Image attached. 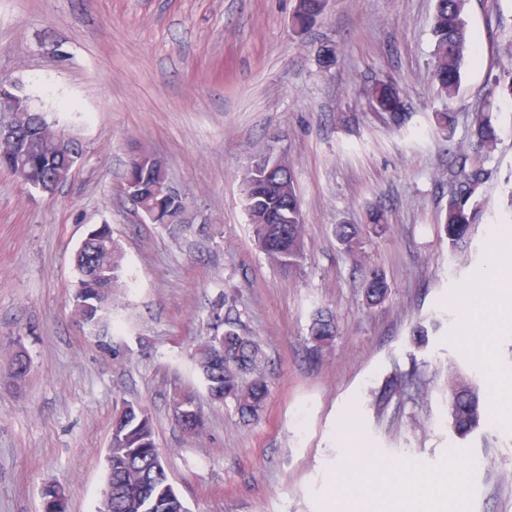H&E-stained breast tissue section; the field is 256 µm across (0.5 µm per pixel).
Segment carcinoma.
Masks as SVG:
<instances>
[{"label":"carcinoma","mask_w":512,"mask_h":512,"mask_svg":"<svg viewBox=\"0 0 512 512\" xmlns=\"http://www.w3.org/2000/svg\"><path fill=\"white\" fill-rule=\"evenodd\" d=\"M468 0H436L432 17L433 76L440 94L452 98L460 85L466 57L477 47L464 19ZM327 0H297L292 24L296 32L311 28L324 13ZM374 107L399 117L405 101L399 89L378 83L369 91ZM4 115L23 131L17 144L0 150V170L23 177L28 185L46 180L58 188L69 179L72 155L84 153L81 142L53 128L44 113L27 112L24 95L7 93ZM471 138L475 151L459 152L455 165L448 168L451 186L448 205L441 219L442 229L453 249L467 246L471 229L480 219L479 197L490 177L487 163L492 158L497 132L489 109L473 115ZM125 180L138 187L141 211L154 224L165 222L186 208L180 196L164 192L169 184L163 162L150 154L133 159ZM246 211L254 239L276 264L289 268L302 257L304 218L295 187L293 171L288 176L273 172L245 184ZM335 236L345 251L355 255L359 230L351 224H338ZM78 286L74 313L85 322H97L112 304V291L120 287L121 253L112 237V228L102 225L74 255ZM387 283L377 270L370 272L365 286L368 304L386 298ZM336 324L319 315L311 326L315 348L332 345ZM25 350H17L11 361L10 379L19 386L28 374ZM195 364L209 397L217 402L230 400L237 413L255 418L263 410L268 395L266 368L259 341L240 326L216 314L215 334L195 352ZM170 402L181 409L177 420L190 439L204 430L205 417L193 392L177 391ZM485 403L476 387L465 377L448 378V415L454 432L466 437L477 430L485 416ZM107 479L97 512H189L169 483L162 457L156 447L152 417L141 406L124 404L112 419L110 445L105 457Z\"/></svg>","instance_id":"carcinoma-1"}]
</instances>
